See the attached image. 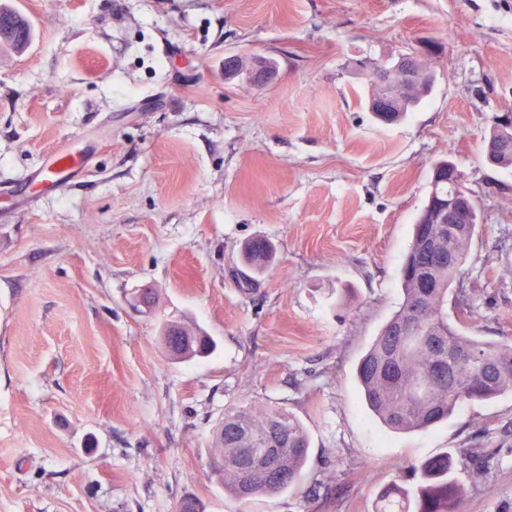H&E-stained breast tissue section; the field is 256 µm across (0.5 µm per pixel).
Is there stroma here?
<instances>
[{"mask_svg":"<svg viewBox=\"0 0 512 512\" xmlns=\"http://www.w3.org/2000/svg\"><path fill=\"white\" fill-rule=\"evenodd\" d=\"M0 5L33 29L25 51L0 42V512H375L446 453L461 512H512V392L394 434L356 378L441 159L480 218L464 331L512 341V168L484 163L512 106V0ZM431 42V95L378 123L367 64ZM232 54L273 61L274 81L225 80ZM62 145L84 170L42 181ZM255 238L274 250L259 273ZM147 282L153 315L132 306ZM170 315L214 353L167 361ZM249 406L295 415L310 448L294 489L244 502L209 457L225 410ZM243 254L245 263L251 269L262 271L270 262L272 246L265 239H253L245 245Z\"/></svg>","mask_w":512,"mask_h":512,"instance_id":"35a3bbf8","label":"stroma"}]
</instances>
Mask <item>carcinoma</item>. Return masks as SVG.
Instances as JSON below:
<instances>
[{
  "label": "carcinoma",
  "instance_id": "obj_1",
  "mask_svg": "<svg viewBox=\"0 0 512 512\" xmlns=\"http://www.w3.org/2000/svg\"><path fill=\"white\" fill-rule=\"evenodd\" d=\"M32 27L19 12L0 7V40L16 49L30 44ZM425 80L407 83L399 73L382 81V66L369 73L365 103L391 99L399 93L395 112H376L381 122L400 120L431 93ZM486 151L512 168V131L489 127ZM467 224H435L421 211L407 256L418 260L419 274L401 275L402 302L381 328L359 362L357 378L368 409L388 430L421 431L448 419L462 403L487 400L512 391V344L465 335L460 326L468 316L455 301V321L448 320V293L460 280L470 242L478 224L477 207L470 204ZM431 240V250L424 239ZM245 263L263 270L272 257L265 239H253L244 249ZM432 284L421 287V280ZM165 356L175 362L209 356L215 343L201 327L171 319L161 328ZM309 442L301 422L276 408L233 407L224 412L211 448L215 471L224 489L250 502L271 498L299 483ZM461 460L444 454L407 467L409 485L393 482L377 498L376 512H459L462 490L455 479Z\"/></svg>",
  "mask_w": 512,
  "mask_h": 512
}]
</instances>
